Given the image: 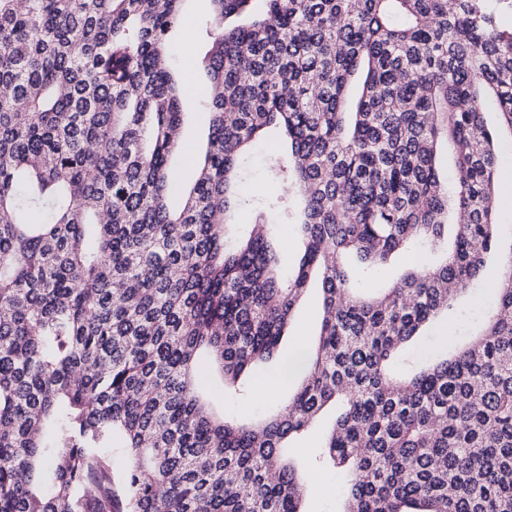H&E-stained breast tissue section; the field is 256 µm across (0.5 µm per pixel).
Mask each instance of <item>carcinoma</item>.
<instances>
[{
	"label": "carcinoma",
	"mask_w": 512,
	"mask_h": 512,
	"mask_svg": "<svg viewBox=\"0 0 512 512\" xmlns=\"http://www.w3.org/2000/svg\"><path fill=\"white\" fill-rule=\"evenodd\" d=\"M183 2L0 0V512H303L288 441L330 405L343 512H512V247L478 337L396 371L500 248L512 0H211L222 92L177 191ZM259 140L300 206L238 185ZM296 230L285 276L273 241ZM397 253L399 281L351 287L346 257L371 283ZM313 280L323 318L295 392L263 421L216 413L201 358L237 389Z\"/></svg>",
	"instance_id": "obj_1"
}]
</instances>
